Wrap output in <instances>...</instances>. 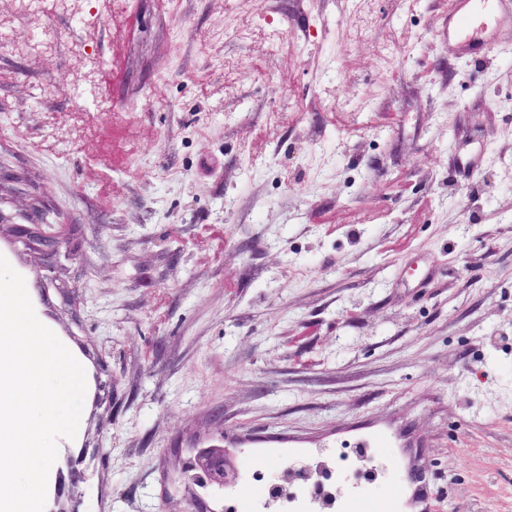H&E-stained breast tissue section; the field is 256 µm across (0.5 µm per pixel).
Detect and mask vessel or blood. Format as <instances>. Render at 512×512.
Returning <instances> with one entry per match:
<instances>
[{
    "label": "vessel or blood",
    "instance_id": "obj_1",
    "mask_svg": "<svg viewBox=\"0 0 512 512\" xmlns=\"http://www.w3.org/2000/svg\"><path fill=\"white\" fill-rule=\"evenodd\" d=\"M505 0H452L448 38L477 51L485 46L484 35L502 18Z\"/></svg>",
    "mask_w": 512,
    "mask_h": 512
}]
</instances>
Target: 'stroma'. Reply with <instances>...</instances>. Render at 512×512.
<instances>
[{
    "label": "stroma",
    "instance_id": "stroma-1",
    "mask_svg": "<svg viewBox=\"0 0 512 512\" xmlns=\"http://www.w3.org/2000/svg\"><path fill=\"white\" fill-rule=\"evenodd\" d=\"M449 5L376 0L353 42L348 0L16 18L0 217L55 208L74 257L0 255L85 369L77 434L58 440L94 450L69 488L80 512H186L180 469L219 440L241 473L375 440L403 487L375 492L391 512H512V18L490 53L454 50ZM283 14L310 34L302 54L268 45ZM240 24L245 45L226 35ZM36 28L56 52L19 51ZM85 39L105 112L77 87Z\"/></svg>",
    "mask_w": 512,
    "mask_h": 512
}]
</instances>
